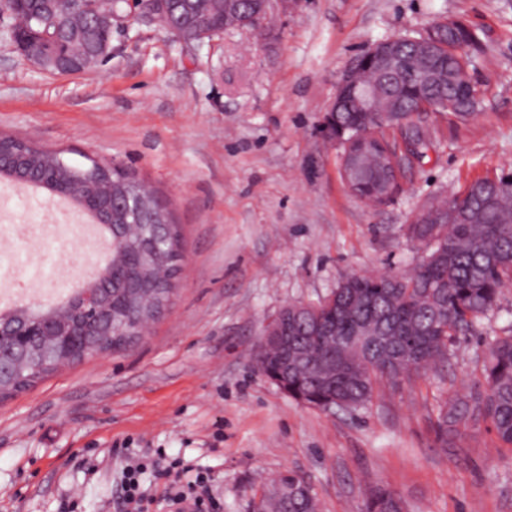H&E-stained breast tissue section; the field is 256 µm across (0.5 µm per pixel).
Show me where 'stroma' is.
<instances>
[{"instance_id": "obj_1", "label": "stroma", "mask_w": 512, "mask_h": 512, "mask_svg": "<svg viewBox=\"0 0 512 512\" xmlns=\"http://www.w3.org/2000/svg\"><path fill=\"white\" fill-rule=\"evenodd\" d=\"M474 30V115L420 113L431 137L382 207L353 196L341 149L323 132L352 60L437 18ZM0 132L114 161L166 200L184 237L169 309L142 338L64 368L0 401V512H121L128 453H165L211 479L214 512H250L284 471L303 476L323 512H362L375 485L406 512H512V447L479 420L440 445L450 398L482 388L490 342L512 335V283L449 348L446 363L358 409L288 397L249 356L290 302H318L351 273L410 272L422 247L415 211L512 168V0H273L264 28L185 48L155 25L119 19L112 57L74 75L31 65L0 34ZM46 191L0 181V248L21 258L0 298L22 295L46 245L60 254L45 298L72 289L98 237L51 224Z\"/></svg>"}]
</instances>
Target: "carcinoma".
Wrapping results in <instances>:
<instances>
[{"label":"carcinoma","instance_id":"obj_1","mask_svg":"<svg viewBox=\"0 0 512 512\" xmlns=\"http://www.w3.org/2000/svg\"><path fill=\"white\" fill-rule=\"evenodd\" d=\"M211 0H173L181 19V34L195 38L199 31H220L227 25L224 13L212 11ZM6 13L5 25L15 26L20 43L30 44L34 30L47 36L56 52V72L78 73L83 69L84 49L68 46L53 30L35 19L36 0H7L0 6ZM410 63L417 72H434V80L424 89L399 83L390 73L369 66L357 71L355 80L373 87L378 108L399 106L407 119L406 137L410 154L420 159L431 144L421 128L411 124L419 101H451L457 106L453 115L465 118L475 113L478 98L465 93L454 74L458 61H448L441 49L432 56L407 46ZM374 125L366 112L347 107L330 112L325 128L347 130ZM4 147L25 146L31 175L52 180L65 177L56 161L63 151H51L18 137L1 134ZM107 187L112 195V223L129 225L130 241L165 255L166 262L143 276L133 265L134 278L147 284L140 295L145 314L154 315L171 300L176 286L172 275L180 271L182 235L172 221L168 204L155 192H143V182L120 168L109 175ZM463 209L448 217V223L436 224L432 213L448 211V201L435 200L422 205L425 214L407 226L413 239L423 243L426 254L409 275L353 273L331 294L318 302V318H304L291 328L289 340L301 349L303 366L288 375V396L315 406L357 408L368 404L375 386L386 382L399 384L397 373L407 367L410 376H420L448 357V346L471 325L493 309L501 288L512 282V170L497 177L496 184L478 179L461 193ZM125 285L112 281V329L122 332L135 324L126 313ZM283 350L270 347L258 373L270 378L277 372ZM83 358L79 350L49 356L36 366L18 364L4 384L3 396L9 397L33 387L38 381L64 366ZM485 388L455 397L437 419L436 434L442 447L448 435L474 418L491 423L497 438L512 446V336L494 340L484 366ZM276 483L288 488V503L282 505L267 496L252 503V512H319L314 490L299 476L286 471ZM364 512H402L393 491L376 487L369 491Z\"/></svg>","mask_w":512,"mask_h":512}]
</instances>
